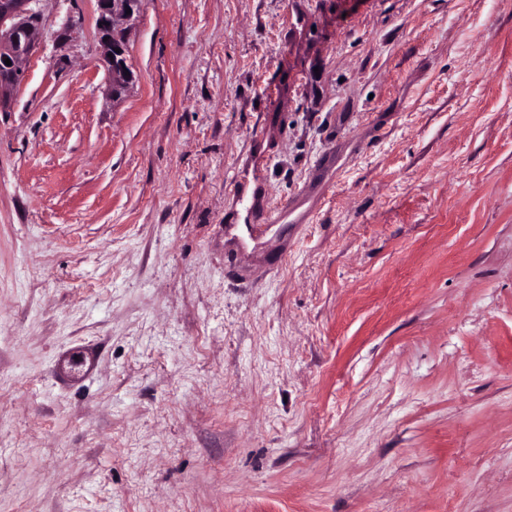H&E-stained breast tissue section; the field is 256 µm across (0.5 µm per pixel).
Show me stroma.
<instances>
[{
	"label": "stroma",
	"instance_id": "1",
	"mask_svg": "<svg viewBox=\"0 0 512 512\" xmlns=\"http://www.w3.org/2000/svg\"><path fill=\"white\" fill-rule=\"evenodd\" d=\"M39 6L0 512H512V0ZM138 5L140 10L142 1L140 0H97V19L96 26L99 34V40L103 49V57L107 64V70L111 79V92L113 98L120 99L127 91L130 83L129 76L125 75L126 67L123 65L112 66V58L120 55L126 58L128 46L132 36V21L137 10L132 5ZM126 9L131 10V14H126ZM138 10V11H139ZM114 30H125L127 40L124 43L113 39ZM104 37H108L104 41ZM115 48L121 49L120 53L115 52ZM112 54V57H108Z\"/></svg>",
	"mask_w": 512,
	"mask_h": 512
}]
</instances>
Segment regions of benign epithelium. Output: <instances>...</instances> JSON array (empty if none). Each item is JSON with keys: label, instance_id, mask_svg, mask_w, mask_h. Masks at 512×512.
I'll return each instance as SVG.
<instances>
[{"label": "benign epithelium", "instance_id": "obj_1", "mask_svg": "<svg viewBox=\"0 0 512 512\" xmlns=\"http://www.w3.org/2000/svg\"><path fill=\"white\" fill-rule=\"evenodd\" d=\"M134 4L139 6L142 0H97L96 26L111 79V92L116 99L127 91L130 77L125 75V66L112 64L111 55L119 48L120 56L126 57L129 42L114 40L113 32L124 30L127 36H132ZM38 5L39 0H0V62L7 58L11 61L10 66L0 71V112L11 108L5 91L19 85L24 78L22 60L42 42ZM128 9L131 10L129 14L126 13Z\"/></svg>", "mask_w": 512, "mask_h": 512}]
</instances>
